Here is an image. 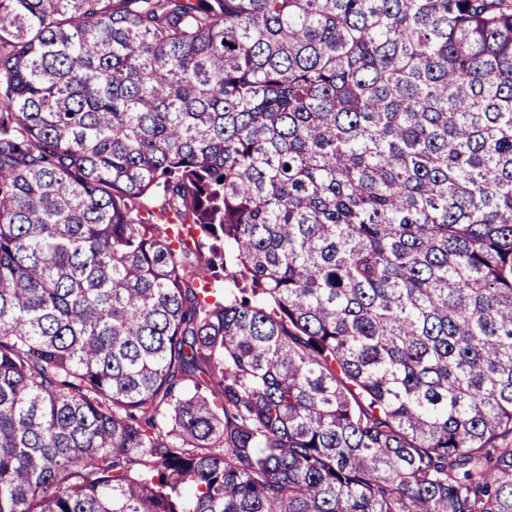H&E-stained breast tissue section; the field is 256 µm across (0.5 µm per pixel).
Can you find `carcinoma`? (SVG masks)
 Segmentation results:
<instances>
[{"label":"carcinoma","mask_w":512,"mask_h":512,"mask_svg":"<svg viewBox=\"0 0 512 512\" xmlns=\"http://www.w3.org/2000/svg\"><path fill=\"white\" fill-rule=\"evenodd\" d=\"M0 512H512V0H0Z\"/></svg>","instance_id":"cac0c4a2"}]
</instances>
